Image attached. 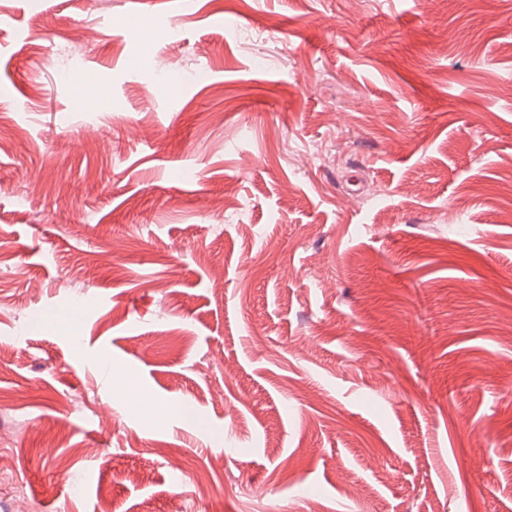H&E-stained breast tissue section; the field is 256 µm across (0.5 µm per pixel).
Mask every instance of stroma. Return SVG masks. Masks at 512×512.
<instances>
[{"instance_id":"1","label":"stroma","mask_w":512,"mask_h":512,"mask_svg":"<svg viewBox=\"0 0 512 512\" xmlns=\"http://www.w3.org/2000/svg\"><path fill=\"white\" fill-rule=\"evenodd\" d=\"M0 140V512H512V0H0Z\"/></svg>"}]
</instances>
